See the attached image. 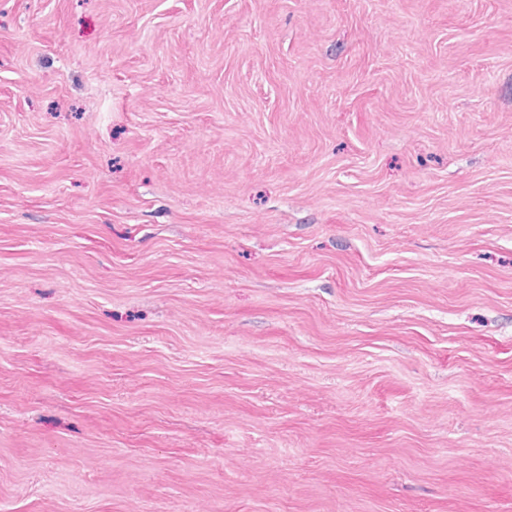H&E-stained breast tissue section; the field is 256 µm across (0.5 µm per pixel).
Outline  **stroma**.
Segmentation results:
<instances>
[{
  "mask_svg": "<svg viewBox=\"0 0 512 512\" xmlns=\"http://www.w3.org/2000/svg\"><path fill=\"white\" fill-rule=\"evenodd\" d=\"M0 512H512V0H0Z\"/></svg>",
  "mask_w": 512,
  "mask_h": 512,
  "instance_id": "35a3bbf8",
  "label": "stroma"
}]
</instances>
